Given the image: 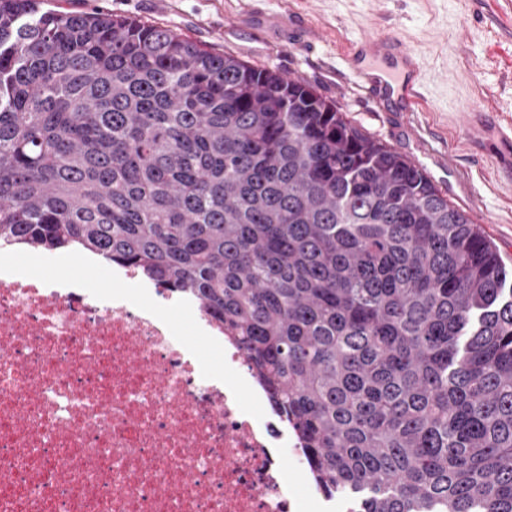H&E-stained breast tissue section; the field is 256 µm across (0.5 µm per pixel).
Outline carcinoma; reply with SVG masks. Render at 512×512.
<instances>
[{
	"mask_svg": "<svg viewBox=\"0 0 512 512\" xmlns=\"http://www.w3.org/2000/svg\"><path fill=\"white\" fill-rule=\"evenodd\" d=\"M0 0V246L195 298L353 512H512V274L310 85L106 11Z\"/></svg>",
	"mask_w": 512,
	"mask_h": 512,
	"instance_id": "1",
	"label": "carcinoma"
}]
</instances>
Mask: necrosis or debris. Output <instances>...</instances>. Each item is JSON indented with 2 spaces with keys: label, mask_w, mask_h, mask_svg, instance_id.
Returning a JSON list of instances; mask_svg holds the SVG:
<instances>
[{
  "label": "necrosis or debris",
  "mask_w": 512,
  "mask_h": 512,
  "mask_svg": "<svg viewBox=\"0 0 512 512\" xmlns=\"http://www.w3.org/2000/svg\"><path fill=\"white\" fill-rule=\"evenodd\" d=\"M169 298L0 273V512H296L306 471L283 419L196 303L178 341Z\"/></svg>",
  "instance_id": "necrosis-or-debris-1"
}]
</instances>
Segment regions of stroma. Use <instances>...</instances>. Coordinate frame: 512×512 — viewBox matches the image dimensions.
<instances>
[{
  "label": "stroma",
  "instance_id": "1",
  "mask_svg": "<svg viewBox=\"0 0 512 512\" xmlns=\"http://www.w3.org/2000/svg\"><path fill=\"white\" fill-rule=\"evenodd\" d=\"M50 8L104 9L176 29L196 43L296 76L336 102L363 132L423 169L479 224L512 269V181L499 173L497 126L512 123V0H47ZM391 30L425 59L426 108L405 114L365 98L343 57L347 41ZM486 113L482 144L467 115ZM34 278L102 289L112 266L60 265L0 248V265Z\"/></svg>",
  "mask_w": 512,
  "mask_h": 512
}]
</instances>
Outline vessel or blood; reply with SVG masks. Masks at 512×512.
Masks as SVG:
<instances>
[{"label":"vessel or blood","instance_id":"1","mask_svg":"<svg viewBox=\"0 0 512 512\" xmlns=\"http://www.w3.org/2000/svg\"><path fill=\"white\" fill-rule=\"evenodd\" d=\"M346 62L360 88L381 105L398 112H416L424 105V61L395 33L362 36L351 43Z\"/></svg>","mask_w":512,"mask_h":512}]
</instances>
